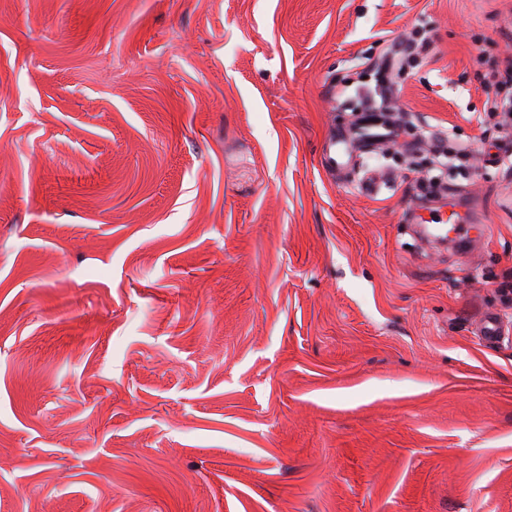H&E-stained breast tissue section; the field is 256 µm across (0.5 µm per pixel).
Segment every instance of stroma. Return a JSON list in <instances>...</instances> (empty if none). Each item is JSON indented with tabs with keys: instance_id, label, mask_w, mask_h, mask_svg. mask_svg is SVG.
I'll list each match as a JSON object with an SVG mask.
<instances>
[{
	"instance_id": "35a3bbf8",
	"label": "stroma",
	"mask_w": 512,
	"mask_h": 512,
	"mask_svg": "<svg viewBox=\"0 0 512 512\" xmlns=\"http://www.w3.org/2000/svg\"><path fill=\"white\" fill-rule=\"evenodd\" d=\"M510 58L512 0H0V512H512ZM427 46L428 44L424 38L423 31L417 27L411 30L407 39L401 40L395 45L397 54H399L402 60L407 64L415 60L412 54L414 50L418 48L420 50H426Z\"/></svg>"
}]
</instances>
